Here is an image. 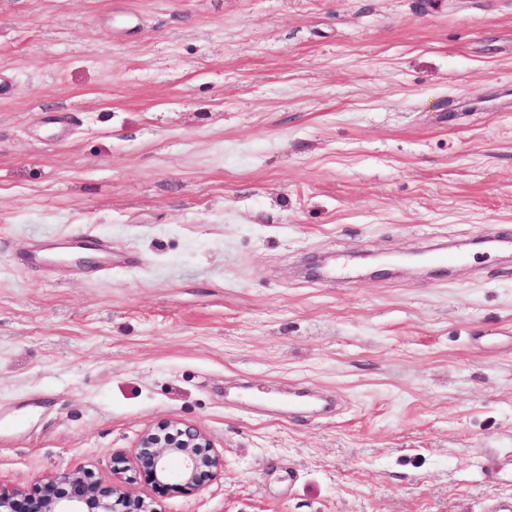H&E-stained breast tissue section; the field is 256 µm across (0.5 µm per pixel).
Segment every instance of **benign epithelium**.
Instances as JSON below:
<instances>
[{"label":"benign epithelium","instance_id":"1","mask_svg":"<svg viewBox=\"0 0 512 512\" xmlns=\"http://www.w3.org/2000/svg\"><path fill=\"white\" fill-rule=\"evenodd\" d=\"M133 463L158 489L194 492L224 470L209 436L179 420L145 429ZM0 512H158L154 502L129 494L118 479L104 480L91 469L63 472L26 487L0 483Z\"/></svg>","mask_w":512,"mask_h":512}]
</instances>
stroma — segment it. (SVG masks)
Masks as SVG:
<instances>
[{
	"label": "stroma",
	"mask_w": 512,
	"mask_h": 512,
	"mask_svg": "<svg viewBox=\"0 0 512 512\" xmlns=\"http://www.w3.org/2000/svg\"><path fill=\"white\" fill-rule=\"evenodd\" d=\"M0 85V483L176 419L159 512H512V0H0ZM212 448L209 436L199 427L168 419L141 433L133 463L157 489L190 493L224 470L223 456Z\"/></svg>",
	"instance_id": "obj_1"
}]
</instances>
